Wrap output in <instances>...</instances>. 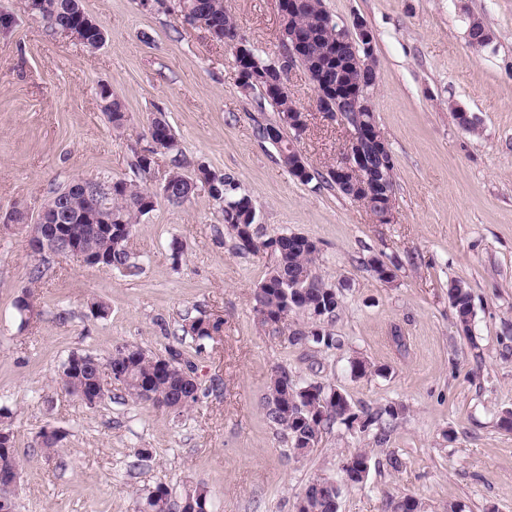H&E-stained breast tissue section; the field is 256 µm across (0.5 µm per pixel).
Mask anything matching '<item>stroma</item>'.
<instances>
[{
  "mask_svg": "<svg viewBox=\"0 0 512 512\" xmlns=\"http://www.w3.org/2000/svg\"><path fill=\"white\" fill-rule=\"evenodd\" d=\"M107 28L95 52L31 15L27 0H0L17 24L0 37V408L23 462L17 512H140L157 484L173 498L204 485L211 512H294L315 478L372 449L363 483L344 487L339 512H387L390 500L420 499L426 512H512V0H322L341 24L364 20L374 37L377 124L394 159L395 214L376 223L362 203L326 183L342 157L347 127L315 109L302 66L289 69L290 99L308 114L294 145L313 176L301 183L260 134L277 122L260 90L243 91L229 47L186 22L177 0H82ZM239 34L269 62L283 54L277 0H224ZM479 17L492 44L467 37ZM109 87L125 106L122 128L102 110ZM465 109L477 131L454 116ZM173 128L177 154L137 171L154 115ZM231 175L257 210L259 239L296 234L318 248L317 272L340 307L326 320L340 344L296 343L316 322L288 317L262 328L253 294L263 255L238 251L206 190L175 205L158 198L128 242L140 269L129 276L57 256L38 259L29 235L54 190L109 177L155 190L174 162ZM378 259L395 277L386 283ZM41 266L39 280L30 270ZM471 293L463 331L448 300L453 281ZM30 294L22 322L15 301ZM108 307L103 318L89 305ZM223 319L204 340L185 335V318ZM132 345L166 355L178 349L203 395L187 413L132 401L120 383L90 407L62 389L70 355L108 358ZM359 357L376 374L353 377ZM284 368L302 383L335 386L355 409L390 404L406 411L384 444L374 430H326L317 449L294 455L264 408L270 377ZM62 431L47 454L42 434ZM151 459L134 466L139 449ZM400 468H393L392 458Z\"/></svg>",
  "mask_w": 512,
  "mask_h": 512,
  "instance_id": "1",
  "label": "stroma"
}]
</instances>
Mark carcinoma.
I'll list each match as a JSON object with an SVG mask.
<instances>
[{"label":"carcinoma","instance_id":"obj_1","mask_svg":"<svg viewBox=\"0 0 512 512\" xmlns=\"http://www.w3.org/2000/svg\"><path fill=\"white\" fill-rule=\"evenodd\" d=\"M32 14L46 20L54 29L68 26L77 18L86 15L82 0H34ZM200 16L208 24V32L217 43L237 37L236 26L224 10V0H184L183 18L193 22ZM329 16L320 0H304L301 19L307 26L322 17ZM336 46V27L325 26L317 34L314 52L323 54ZM235 62L257 75L270 73L271 64L257 53L252 61ZM280 113V119L294 111L295 104L288 93L275 88L264 93ZM110 105L104 107L112 125L123 126L125 112L120 100L109 97ZM277 131L274 144L279 149L280 160L288 164V140L284 139L281 126L267 124L260 127L261 134ZM198 170L211 176L214 185L208 188L210 197L220 205L223 221L237 240L238 249L249 253H264L268 257L267 271L263 281L254 292V311L261 326L282 324L292 313H304L309 318L321 321L336 313L339 300L336 291L325 285L316 272L318 249L305 237L277 235L262 242L255 239L253 225L256 223V208L252 199L239 191L235 179L224 173H216L200 166ZM179 165H174L167 178L173 186L176 202L189 201L203 185L202 180L191 185L183 179ZM84 180L76 179L57 191L45 206L48 216L44 237H50L53 225L60 222L69 225L78 238L82 249L92 256L102 257V267L119 272H133L136 268L128 249V241L139 217L145 215L143 208L149 191L125 180L112 182V195L107 197L112 212V235L96 230L90 215L92 208L85 195ZM448 299L455 311L459 325L469 330L472 316L471 295L468 288L456 281L448 288ZM223 322L206 316L194 317L183 326V332L194 339H205L221 330ZM297 341H313L327 348L336 346V339L322 326L316 330L293 333ZM112 371L113 377L123 385L127 395L139 402H152L180 414L200 399L199 386L192 371L182 363V354L176 349L168 357L147 353L135 346H121L112 352L105 362L80 354H73L62 365L60 383L66 390L83 392L93 399L91 405L100 404L108 396V389L101 388L99 376L102 369ZM311 388L314 393H301L299 389ZM266 417L269 422L286 432L294 453L307 455L320 443L326 427L335 422L349 425L351 418L336 416V402L344 401L339 391L319 383L295 384L288 371L278 367L273 372L268 386ZM405 412L402 405H389L377 413H363L366 422L363 429L374 426L380 432L394 423ZM355 467L349 472L350 484L362 482L361 473L370 470L371 455L364 450L353 457ZM341 493L331 485L330 479L319 478L309 483L298 497L295 512H339ZM391 512H422V504L411 496L389 504ZM140 512H210L209 495L206 488L195 486L187 490L180 501L171 499L169 489L160 483L142 497Z\"/></svg>","mask_w":512,"mask_h":512}]
</instances>
